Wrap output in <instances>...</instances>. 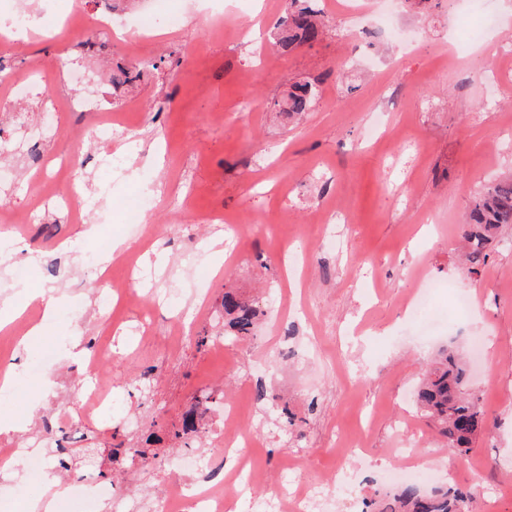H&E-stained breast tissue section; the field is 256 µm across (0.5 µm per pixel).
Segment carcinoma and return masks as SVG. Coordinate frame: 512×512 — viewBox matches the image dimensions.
Listing matches in <instances>:
<instances>
[{"instance_id":"cac0c4a2","label":"carcinoma","mask_w":512,"mask_h":512,"mask_svg":"<svg viewBox=\"0 0 512 512\" xmlns=\"http://www.w3.org/2000/svg\"><path fill=\"white\" fill-rule=\"evenodd\" d=\"M321 11L311 0H288L286 15L274 34L279 50L287 54L323 34ZM319 91L311 83L297 84L288 92L282 111L301 115L310 110ZM512 225V178L504 177L480 190L466 217L465 258L473 267L486 258L485 249L500 228ZM259 309L231 293L224 294V333L240 338L253 335ZM417 404L432 421L444 446L465 455L477 436L488 429L479 397L470 392L465 362L456 348L440 351L427 369L417 391ZM379 512H473V493L452 486L423 494L414 485L384 493Z\"/></svg>"}]
</instances>
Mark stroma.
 Here are the masks:
<instances>
[{
	"instance_id": "35a3bbf8",
	"label": "stroma",
	"mask_w": 512,
	"mask_h": 512,
	"mask_svg": "<svg viewBox=\"0 0 512 512\" xmlns=\"http://www.w3.org/2000/svg\"><path fill=\"white\" fill-rule=\"evenodd\" d=\"M486 2L497 24L456 63L448 48L465 24L467 0H319L326 34L279 55L268 71L255 50L273 51L285 0H195L187 9L171 0L181 13L173 35L148 32L138 44L147 66L133 90L141 111H120L111 77L98 87L117 108L113 152L153 174L157 208L134 222L143 187L112 177L102 146L78 143L97 114L69 111L73 91L59 67L64 59L86 62L91 43L119 64L125 46L104 38L92 0H26L52 22L19 51L0 37V134L51 160L74 155L96 187L108 188L111 210L87 225L37 217L21 225L0 263V309L26 306L0 338V365L13 375L0 417L24 424L0 435V449L58 439L43 451L48 475L69 487L89 478L142 506L168 481L226 477L213 446L216 407L206 412L205 441L173 436L197 399L226 394L262 432L251 456L267 483L253 490L254 503L269 499L289 455L298 454L303 483L350 469L352 482L327 497L331 512H361L384 467L400 466L389 454L399 439L432 449L435 486L480 491L478 512H512V226L477 271L460 257L462 218L477 189L512 173V62L497 54L512 44V0ZM393 22L403 32L396 41L386 36ZM31 70L58 104L56 136H31L3 112L11 77ZM297 82L318 84L321 97L291 119L277 105ZM247 100L256 111H244ZM104 239L126 241L147 275L136 290L162 295L152 311L138 299L113 310L98 298L91 268ZM20 263L32 272L31 289L63 303L26 349L17 342L40 321L43 304L23 302L7 279ZM428 281L453 282L473 304L462 308L440 293L448 327L423 345L407 305ZM228 291L262 311L260 334L225 340L220 353L197 348L200 331L221 328ZM74 303L90 313L70 317L65 308ZM76 338L80 357L68 353ZM101 343L112 346L104 367L119 389L111 417L85 423L79 399L60 385L93 382L86 359ZM448 343L468 357L469 383L489 422L462 456L435 449L433 426L413 403ZM285 409L295 428L282 424ZM360 440L362 457L338 460L336 445ZM121 441L145 449V458L114 461ZM184 456L197 460L188 474L178 467ZM45 491L25 482L17 465L0 468V512H24Z\"/></svg>"
}]
</instances>
